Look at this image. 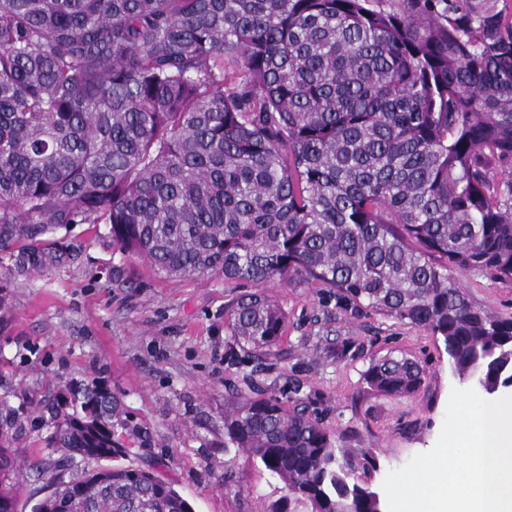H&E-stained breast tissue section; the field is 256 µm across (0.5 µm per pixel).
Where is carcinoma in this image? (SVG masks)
Here are the masks:
<instances>
[{
  "label": "carcinoma",
  "mask_w": 512,
  "mask_h": 512,
  "mask_svg": "<svg viewBox=\"0 0 512 512\" xmlns=\"http://www.w3.org/2000/svg\"><path fill=\"white\" fill-rule=\"evenodd\" d=\"M500 0H0V245L107 224L167 276L220 272L229 358L271 350L286 316L259 287L318 281L336 300L441 340L460 379L512 388V317L452 273L512 283V12ZM373 392L426 382L407 357ZM64 462L112 447L98 380L47 407ZM19 419L0 400V498ZM224 452L283 482L268 512H380L347 452L302 409L224 397ZM153 471L79 470L49 512H192Z\"/></svg>",
  "instance_id": "cac0c4a2"
}]
</instances>
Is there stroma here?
Masks as SVG:
<instances>
[{"label":"stroma","mask_w":512,"mask_h":512,"mask_svg":"<svg viewBox=\"0 0 512 512\" xmlns=\"http://www.w3.org/2000/svg\"><path fill=\"white\" fill-rule=\"evenodd\" d=\"M60 264L16 273L18 245L0 249V398L20 415L14 432L23 477L17 512H32L54 484L68 480L47 448L43 404L97 379L119 413L111 463L150 468L193 512H266L282 484L247 455L224 453V397L261 392L302 406L349 449L356 475L382 489L390 471L437 442L452 389L463 388L440 340L369 309L337 303L328 288L275 280L264 291L287 328L263 370L247 355L225 354V308L237 295L222 275L168 278L113 245L105 224H71L46 234ZM456 280L490 314L512 315V284L474 272ZM347 344L346 357L333 358ZM418 360L426 382L394 398L364 381L371 362Z\"/></svg>","instance_id":"1"}]
</instances>
